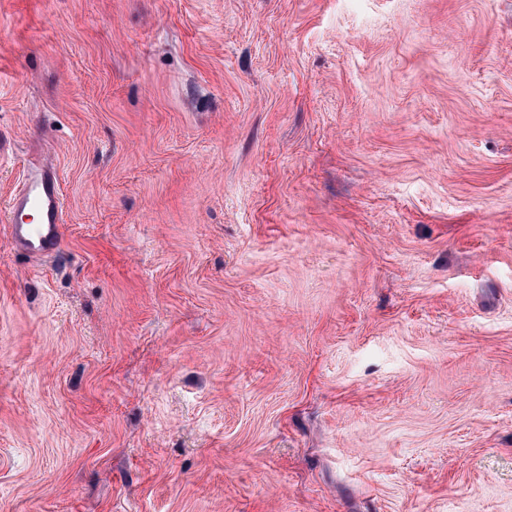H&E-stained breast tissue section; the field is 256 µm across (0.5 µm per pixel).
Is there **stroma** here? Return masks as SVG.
<instances>
[{"label": "stroma", "mask_w": 512, "mask_h": 512, "mask_svg": "<svg viewBox=\"0 0 512 512\" xmlns=\"http://www.w3.org/2000/svg\"><path fill=\"white\" fill-rule=\"evenodd\" d=\"M0 512H512V0H0ZM63 194L55 170L37 165L24 175L9 200L7 237L13 249L30 257H57L63 229ZM37 221L32 222L31 213Z\"/></svg>", "instance_id": "35a3bbf8"}]
</instances>
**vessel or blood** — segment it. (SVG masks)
<instances>
[{
	"label": "vessel or blood",
	"instance_id": "b4317fda",
	"mask_svg": "<svg viewBox=\"0 0 512 512\" xmlns=\"http://www.w3.org/2000/svg\"><path fill=\"white\" fill-rule=\"evenodd\" d=\"M63 206L55 170L45 165L29 169L9 200L6 221L12 248L39 260L57 257Z\"/></svg>",
	"mask_w": 512,
	"mask_h": 512
}]
</instances>
